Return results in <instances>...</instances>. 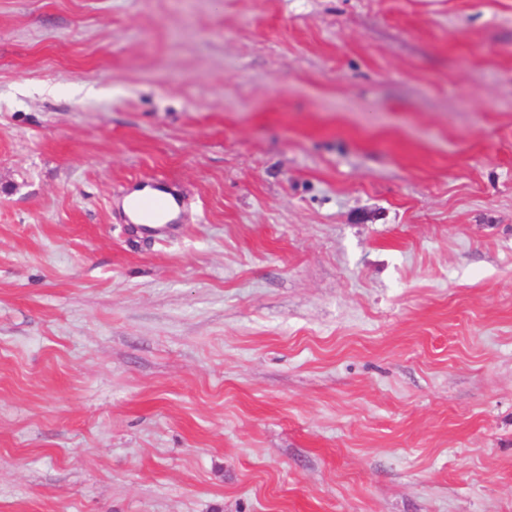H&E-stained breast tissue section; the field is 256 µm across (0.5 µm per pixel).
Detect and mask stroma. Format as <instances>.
I'll use <instances>...</instances> for the list:
<instances>
[{
	"label": "stroma",
	"mask_w": 512,
	"mask_h": 512,
	"mask_svg": "<svg viewBox=\"0 0 512 512\" xmlns=\"http://www.w3.org/2000/svg\"><path fill=\"white\" fill-rule=\"evenodd\" d=\"M0 512H512V0H0ZM172 208V202L163 196L133 198L129 209L135 218H142L154 224H162L165 214Z\"/></svg>",
	"instance_id": "35a3bbf8"
}]
</instances>
